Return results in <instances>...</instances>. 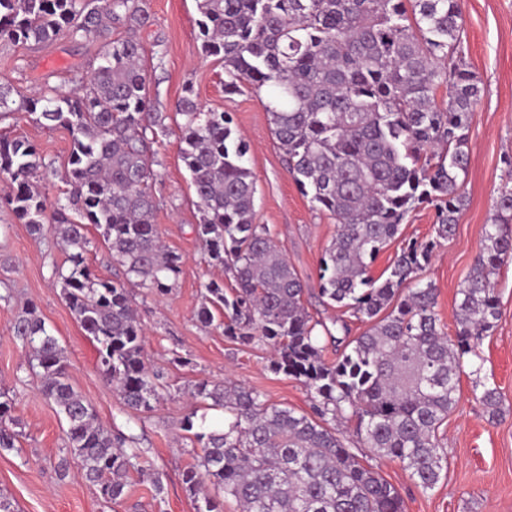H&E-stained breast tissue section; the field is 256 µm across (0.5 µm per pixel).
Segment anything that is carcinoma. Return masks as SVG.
Listing matches in <instances>:
<instances>
[{"mask_svg": "<svg viewBox=\"0 0 512 512\" xmlns=\"http://www.w3.org/2000/svg\"><path fill=\"white\" fill-rule=\"evenodd\" d=\"M204 57L224 66V90L269 88L266 104L284 161L312 208L336 219V236L319 266L318 298L367 329L348 339L341 317L326 323L308 312L306 283L267 224L257 222L256 178L248 147L222 111L204 110L185 89L180 155L197 201L195 232L205 257L235 282L204 284L198 321L224 314V336L271 349L269 369L301 383L311 412L272 404L231 381L195 382L189 394L224 410V427L182 430L201 444L185 471L196 512H224L212 485L240 512H404L398 489L362 462L335 422L355 423L372 456L396 460L424 490L447 468L439 429L457 403L465 357L499 318L495 279L512 260V189L494 200L482 245L455 304V337L436 313V288L418 272L454 236L466 206L460 178L469 165L468 131L481 96L460 45V0H196ZM151 25L145 0H0V40L49 43L64 32L128 35L105 43L83 93L42 91L24 102L47 127L72 137L67 202L47 215L34 183L47 167L28 140L0 138V173L13 182L5 198L16 217L41 230L55 224L69 268L56 270L62 298L98 346L103 375L125 407L148 411L159 374L145 362V332L130 287L165 295L182 273V257L160 241L154 224L149 154L164 117L151 111L144 48L136 32ZM436 209L435 236L400 248L384 279L370 275L376 256L400 234L419 204ZM126 267L125 282L98 278L86 263L88 226ZM14 335L28 367L63 416L65 437L85 479L110 501L123 498L140 472L135 437L98 423L69 382L67 356L44 319L29 309ZM338 347L325 358L326 344ZM477 400L494 418L500 393L481 383ZM13 402L0 393V448L19 433Z\"/></svg>", "mask_w": 512, "mask_h": 512, "instance_id": "1", "label": "carcinoma"}]
</instances>
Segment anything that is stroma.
<instances>
[{
  "label": "stroma",
  "mask_w": 512,
  "mask_h": 512,
  "mask_svg": "<svg viewBox=\"0 0 512 512\" xmlns=\"http://www.w3.org/2000/svg\"><path fill=\"white\" fill-rule=\"evenodd\" d=\"M153 22L139 31L145 47L149 94L156 111L174 114L177 100L192 89L207 110L231 115L232 127L249 146L248 165L256 177L255 205L259 223L269 225L276 240L310 289L305 300L314 318L331 321L336 308L321 305L315 295L319 263L336 235L335 220L312 209L288 173L283 153L271 131L265 110L266 91H224V70L201 54L196 0H147ZM464 19L463 53L483 89L469 129L470 164L461 190L466 207L456 233L435 249L421 273L437 289L436 311L454 326L457 291L481 248L482 231L493 213V201L512 172L503 163L512 156V0H461ZM101 37L61 35L52 44L0 41V85L14 100L32 97L43 88L76 90L98 63L105 43ZM36 143L48 165L39 189L48 205L64 199V170L71 147L65 128H43L35 115L19 109L0 119V137ZM153 192L159 209L155 222L167 249L180 254L183 273L163 297L136 296L145 326V355L162 375L161 399L154 410L134 415L122 404L111 382L101 375L94 343L84 334L61 296L55 270L66 265V253L45 225L32 235L0 202V391L14 402L19 438L13 448H0V494L15 512H195L183 483L194 462L189 441L179 424L196 410L184 389L206 378L258 389L267 400L306 411L311 396L300 383L269 368V353L258 345L243 346L225 337L222 328L203 326L196 319L204 285L224 278L222 267L206 262L193 227L197 222L195 195L180 156L179 132L169 124L154 146ZM435 209L424 204L412 211L400 236L379 253L371 266L380 276L396 252L411 241L434 235ZM499 319L479 344L480 375L464 371L459 401L440 428L448 454V472L435 488L418 487L401 463L381 459L379 473L397 487L404 512H512V262L497 277ZM35 308L48 330L64 347L70 382L114 432L133 434L144 457L143 470L133 475L126 496L103 499L96 485L85 480L77 463L66 476L57 465L70 451L64 424L53 403L38 391L27 354L13 333L18 315ZM189 358L187 366L174 356ZM495 383L502 412L489 418L475 401L477 379ZM160 478L161 496H153L152 480Z\"/></svg>",
  "instance_id": "stroma-1"
}]
</instances>
